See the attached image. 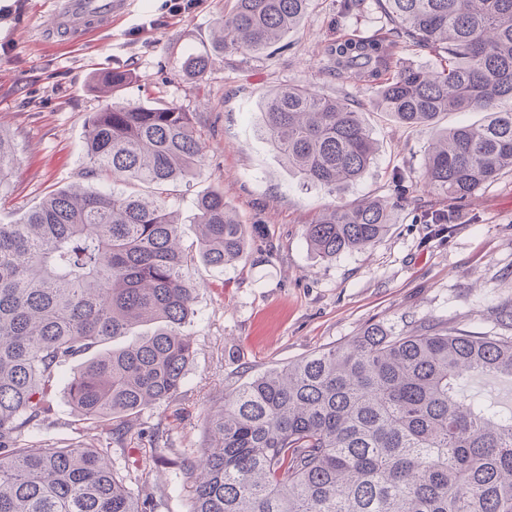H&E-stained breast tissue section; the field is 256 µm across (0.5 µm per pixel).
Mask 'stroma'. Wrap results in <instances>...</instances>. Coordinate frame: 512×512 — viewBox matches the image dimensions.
Returning <instances> with one entry per match:
<instances>
[{"label":"stroma","instance_id":"obj_1","mask_svg":"<svg viewBox=\"0 0 512 512\" xmlns=\"http://www.w3.org/2000/svg\"><path fill=\"white\" fill-rule=\"evenodd\" d=\"M61 0H0V128L14 135L18 165L0 188V219L22 215L60 188L91 186L85 175V119L103 104L91 76L132 72L120 101H171L196 113L205 134L198 175L168 200L194 249L198 197L223 191L251 225L246 261L216 269L196 263L199 288L189 331L195 355L183 391L134 419L115 459L119 472L149 468L164 492L158 512H188L191 479L177 458L210 443L205 413L225 393L263 372L342 345L373 323L408 330L445 323L495 336L512 334V173L483 187L458 213L453 233L419 220L418 201L431 200L423 171L432 132L381 118L375 92L327 82L319 51L339 33L336 0H313L297 32L264 54H225L203 79L187 77L190 56L209 50L216 21L235 0H200L175 14L170 0H125L111 25L72 41L47 36L43 25ZM310 83L345 97L363 112L378 144L362 178L332 193L300 184L258 130L259 105L270 90ZM410 193L396 224L370 250L321 261L305 228L324 208L365 198L394 197L399 181ZM80 361L56 382L55 415L38 438L76 440L67 384Z\"/></svg>","mask_w":512,"mask_h":512}]
</instances>
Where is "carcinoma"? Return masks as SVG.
Masks as SVG:
<instances>
[{"mask_svg":"<svg viewBox=\"0 0 512 512\" xmlns=\"http://www.w3.org/2000/svg\"><path fill=\"white\" fill-rule=\"evenodd\" d=\"M311 3L235 0L216 23L214 53L186 70L201 77L218 54L267 51ZM369 12L378 27L324 44L319 70L377 89L373 108L395 123L435 132L424 180L448 206L420 219L452 225L458 206L512 171V111L497 110L512 100V0H339L345 21ZM408 52L430 62L405 66ZM132 79H92L109 102L85 122L87 175L112 186L54 191L0 224V512H155L150 471L118 474L111 441L130 434L128 417L181 393L194 357L197 287L165 199L200 171L206 143L173 102L112 100ZM450 112L486 119L440 126ZM258 129L303 183L333 192L360 179L377 151L355 105L308 83L271 92ZM15 163L0 132V187ZM398 190L326 208L306 227L308 246L322 261L373 247L405 180ZM197 210L199 259L217 268L246 259L249 228L224 193L200 197ZM144 323L151 334L87 359L68 384L81 427L107 440L35 444L61 368ZM482 377L512 381V336L374 323L271 370L224 395L206 417L210 446L179 461L194 477L189 512H512V406L465 393Z\"/></svg>","mask_w":512,"mask_h":512,"instance_id":"carcinoma-1","label":"carcinoma"}]
</instances>
